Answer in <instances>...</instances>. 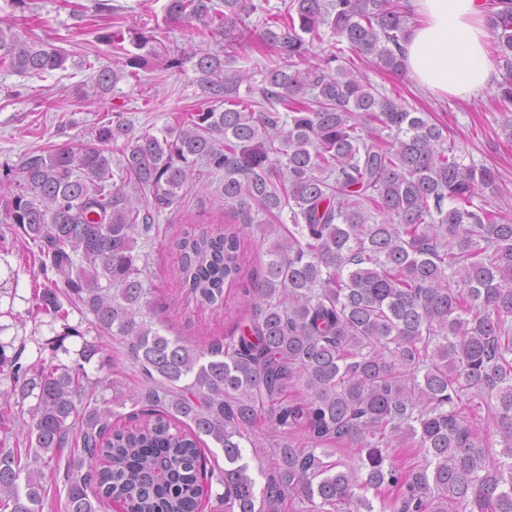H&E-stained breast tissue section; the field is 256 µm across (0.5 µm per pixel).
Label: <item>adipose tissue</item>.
<instances>
[{"label":"adipose tissue","mask_w":512,"mask_h":512,"mask_svg":"<svg viewBox=\"0 0 512 512\" xmlns=\"http://www.w3.org/2000/svg\"><path fill=\"white\" fill-rule=\"evenodd\" d=\"M416 17L401 58L419 86L469 100L489 83L490 32L485 0H407Z\"/></svg>","instance_id":"1"}]
</instances>
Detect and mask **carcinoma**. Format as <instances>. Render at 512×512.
Wrapping results in <instances>:
<instances>
[{
	"mask_svg": "<svg viewBox=\"0 0 512 512\" xmlns=\"http://www.w3.org/2000/svg\"><path fill=\"white\" fill-rule=\"evenodd\" d=\"M493 6L495 100L511 138L512 0ZM259 9L168 0L169 20H198L221 38L214 53L159 51L131 28L101 34L112 59L88 63L100 93L139 69L191 61L205 106L159 136L132 134L114 112L90 140L30 156L0 179V224L20 228L51 274L36 309L64 321L47 359L24 366L0 346L18 404L35 400L26 455L53 460L70 436L81 440L64 473L67 512H100L112 499L131 512H201L214 482L224 512H281L296 501L305 512H512V217L474 203L497 190V172L464 163L443 126L358 70L372 59L404 72L411 16L402 0H289L257 32L245 18ZM16 26V15H0L1 68L27 77L65 68L69 53ZM324 26L350 57L312 61ZM254 44L267 63L233 67ZM198 163L224 172V211L241 223L284 209L293 222L285 234L261 226L268 260L258 287L244 289L248 323L201 347L153 327L136 252L150 212L179 203ZM178 247L187 297L223 306L224 285L244 275L239 229L187 233ZM66 303L124 344L145 397L118 379H89L85 365L103 348L67 324ZM69 337L83 339L71 366L58 358ZM297 385L305 398L288 397ZM143 399L149 409L112 427L117 408ZM467 408L495 427L499 454ZM206 437L224 467L207 466ZM410 440L424 455L407 467L399 449ZM244 441L271 457L259 497ZM332 444L356 449L361 464L329 460ZM43 480L20 449L0 444V509L40 512Z\"/></svg>",
	"mask_w": 512,
	"mask_h": 512,
	"instance_id": "obj_1",
	"label": "carcinoma"
}]
</instances>
